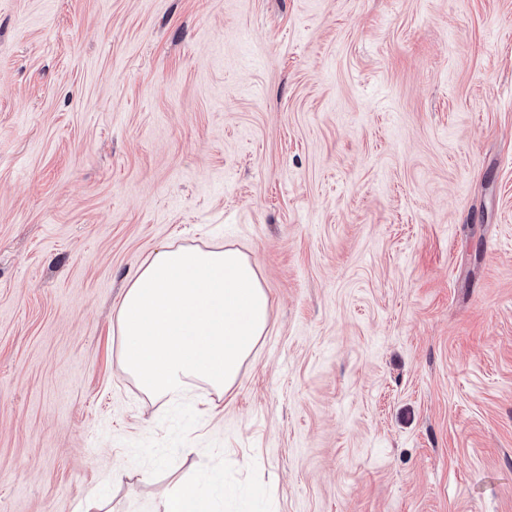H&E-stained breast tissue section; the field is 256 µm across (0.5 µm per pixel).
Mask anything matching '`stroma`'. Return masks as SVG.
<instances>
[{
    "mask_svg": "<svg viewBox=\"0 0 512 512\" xmlns=\"http://www.w3.org/2000/svg\"><path fill=\"white\" fill-rule=\"evenodd\" d=\"M256 263L236 386L112 314L159 245ZM512 512V0H0V512ZM205 497L198 483H185L161 497L153 512H204Z\"/></svg>",
    "mask_w": 512,
    "mask_h": 512,
    "instance_id": "1",
    "label": "stroma"
}]
</instances>
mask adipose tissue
Listing matches in <instances>:
<instances>
[{
  "label": "adipose tissue",
  "mask_w": 512,
  "mask_h": 512,
  "mask_svg": "<svg viewBox=\"0 0 512 512\" xmlns=\"http://www.w3.org/2000/svg\"><path fill=\"white\" fill-rule=\"evenodd\" d=\"M270 300L250 257L228 245L156 247L127 280L112 333L120 366L146 395L224 393L265 335Z\"/></svg>",
  "instance_id": "ef3b65f1"
}]
</instances>
